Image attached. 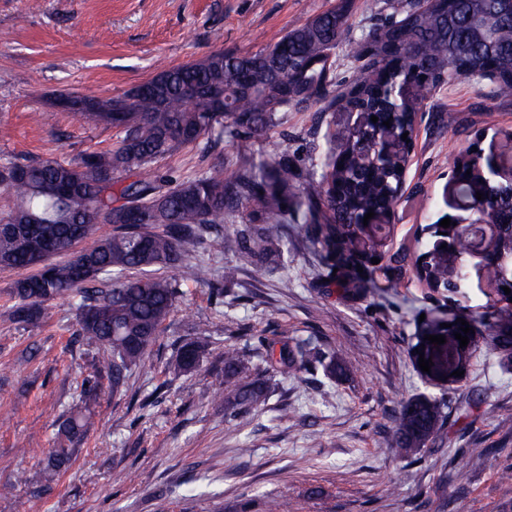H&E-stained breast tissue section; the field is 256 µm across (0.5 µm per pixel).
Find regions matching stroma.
<instances>
[{"label":"stroma","instance_id":"1","mask_svg":"<svg viewBox=\"0 0 512 512\" xmlns=\"http://www.w3.org/2000/svg\"><path fill=\"white\" fill-rule=\"evenodd\" d=\"M344 6L359 35L389 0H0V163L69 162L112 149L115 129L62 111V95L130 93L160 67L222 51L254 53L315 14ZM486 82L461 79L424 102L406 190L395 207L390 249L413 247L418 228L460 215L448 161L469 147L501 155L512 137V98L487 99ZM452 114L448 131L436 130ZM325 125L299 107L261 134L178 149L161 166L181 181L223 164L286 148L308 167ZM282 269L259 271L230 242H201L189 258L212 267L211 283H185L183 296L124 385L97 374V350L77 342L72 299H54L37 322L14 318L20 271L0 267V512H262L267 496L290 512H512V371L477 352L469 376L445 390L417 371L409 349L420 318L482 311L494 294L486 275L450 295L405 275L351 300L329 282L309 225L280 226ZM289 288H281V279ZM209 323L199 367L176 373L181 346ZM312 341L335 353V375L313 367L276 375L263 410L247 422L224 411V351L260 336ZM425 395L448 403L444 446L406 457L384 443L403 403ZM80 413L85 432L51 487L39 464L57 432ZM486 449L483 459L470 456Z\"/></svg>","mask_w":512,"mask_h":512}]
</instances>
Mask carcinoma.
I'll list each match as a JSON object with an SVG mask.
<instances>
[{"label": "carcinoma", "mask_w": 512, "mask_h": 512, "mask_svg": "<svg viewBox=\"0 0 512 512\" xmlns=\"http://www.w3.org/2000/svg\"><path fill=\"white\" fill-rule=\"evenodd\" d=\"M368 31L349 40L346 56L352 66L340 70L337 53L350 29L341 8L322 11L296 26L275 45L254 54L215 52L205 59L168 67L144 82V94L124 98L89 96L78 101L86 118L123 133L116 148L93 152L74 162L46 160L39 164H0V192L13 201L0 214V267L27 270L34 257L46 261L14 284V316L33 322L47 313L46 303L60 297L79 298L81 340L98 350L99 371L124 383L126 373L143 360L160 335L164 321L182 297L180 282L211 281V267L187 256L205 237L224 240V224L245 218L234 231L238 255L261 268L284 262L288 245L277 224L288 215H302L312 225L315 241L337 269L336 287L362 298L378 287L377 273L398 280L406 272L407 252L392 253L386 264L369 267L387 240L395 206L403 194L409 161L423 119L424 96H398L429 78L426 92L460 78L490 80L494 98L512 96V0H409L391 6ZM315 106L319 118L334 124L340 110L353 119L327 135V148L302 171L283 148L267 158L246 163L224 178V166L169 186L158 164L179 147L224 133L267 130L282 112ZM378 117L372 122L371 117ZM390 121V126L383 122ZM407 140H402V135ZM455 170L458 192L480 206L474 221L487 215L500 232L485 248L497 259L499 301L512 290V181L493 171L472 149L460 154ZM471 174H466V171ZM134 177L123 184L126 177ZM482 193L483 199L476 198ZM374 212L378 223L368 229L363 218ZM430 238H416L424 248L418 272L429 284L457 293L469 280L468 256L448 247L441 226L428 227ZM58 255L66 256L61 262ZM363 272H357V267ZM176 267L180 277L162 273ZM41 288L33 299L29 285ZM107 309L104 320L85 321L88 309ZM471 341H481L512 366V315L500 309L493 320L462 313ZM448 328L424 323L412 348L423 350L427 335H443L457 348V368L466 372L472 349L460 347ZM255 353L272 369L307 370L325 356L309 342L262 336ZM205 352L200 341L185 343L176 358L178 373L194 371ZM250 360L238 349L224 352V406L247 420L270 398L269 382H242ZM445 404L425 396L406 402L385 444L398 455L443 445ZM80 415L67 418L40 471L51 485L72 455L67 444L82 434Z\"/></svg>", "instance_id": "carcinoma-1"}]
</instances>
